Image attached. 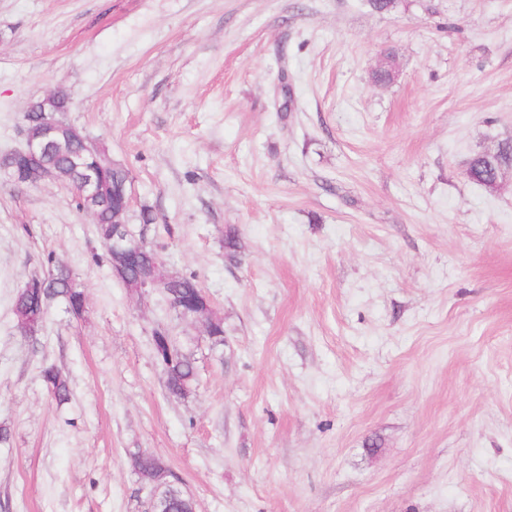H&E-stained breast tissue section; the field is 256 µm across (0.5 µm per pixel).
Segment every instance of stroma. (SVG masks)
Instances as JSON below:
<instances>
[{
	"label": "stroma",
	"instance_id": "1",
	"mask_svg": "<svg viewBox=\"0 0 512 512\" xmlns=\"http://www.w3.org/2000/svg\"><path fill=\"white\" fill-rule=\"evenodd\" d=\"M57 90L224 341L111 276L70 185L0 172V512H146L138 450L196 512H512V169L467 175L512 144V0H0V155ZM52 259L86 312L22 336ZM512 160V146L501 144L494 153H481L470 162L468 175L475 183L492 189L493 177L497 164L508 166ZM195 380V364L182 353L166 369V387L168 393L173 397H186L190 393ZM41 376L46 384L48 393L57 402L62 403L69 398V389L65 379L52 365L41 369Z\"/></svg>",
	"mask_w": 512,
	"mask_h": 512
}]
</instances>
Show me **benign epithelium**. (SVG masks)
<instances>
[{
    "label": "benign epithelium",
    "instance_id": "benign-epithelium-1",
    "mask_svg": "<svg viewBox=\"0 0 512 512\" xmlns=\"http://www.w3.org/2000/svg\"><path fill=\"white\" fill-rule=\"evenodd\" d=\"M69 101L68 96L61 92H53L44 98L32 103L28 111L39 112L41 117L22 127L23 144L20 148L0 158V166L13 170L18 182L38 185L44 181H68L80 167L82 154L78 153L70 159L68 174L64 175L41 164V160L53 153L61 151L68 142L80 143L89 151L95 148L88 144L87 138L75 126L56 117L59 112L66 111L64 104ZM76 192L95 198H103L107 194L105 179L91 175L77 183H72ZM130 194L123 195L121 201L112 211V230L105 235L106 240L112 242V270L119 277L125 275L127 264L135 259L144 249L146 243L138 239L130 231L123 219V215L131 207ZM168 281L165 261L160 254H155L148 276L138 280L132 285L134 291L142 292L146 288H162Z\"/></svg>",
    "mask_w": 512,
    "mask_h": 512
}]
</instances>
